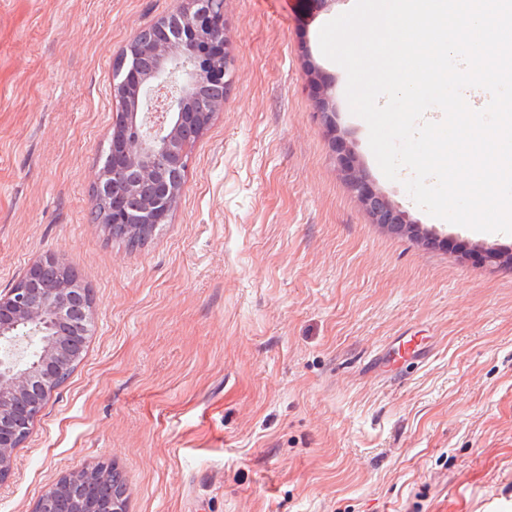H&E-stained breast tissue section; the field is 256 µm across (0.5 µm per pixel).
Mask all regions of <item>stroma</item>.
Instances as JSON below:
<instances>
[{
  "label": "stroma",
  "mask_w": 512,
  "mask_h": 512,
  "mask_svg": "<svg viewBox=\"0 0 512 512\" xmlns=\"http://www.w3.org/2000/svg\"><path fill=\"white\" fill-rule=\"evenodd\" d=\"M294 2L224 0V107L169 223L132 251L92 221V174L113 62L177 0H0V292L52 253L93 301L0 512L100 462L127 512H512V234L440 223L384 176L319 48L351 0ZM311 66L337 136L435 245L373 223ZM410 336L428 339L415 364Z\"/></svg>",
  "instance_id": "obj_1"
}]
</instances>
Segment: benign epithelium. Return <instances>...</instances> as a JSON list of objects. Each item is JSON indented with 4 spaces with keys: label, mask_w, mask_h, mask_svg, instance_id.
I'll use <instances>...</instances> for the list:
<instances>
[{
    "label": "benign epithelium",
    "mask_w": 512,
    "mask_h": 512,
    "mask_svg": "<svg viewBox=\"0 0 512 512\" xmlns=\"http://www.w3.org/2000/svg\"><path fill=\"white\" fill-rule=\"evenodd\" d=\"M223 9V0H180L172 12L138 30L123 50L112 91L117 99L131 96L136 112L125 133L118 126L126 123V114H116L108 162L93 179L95 200L107 213L106 223L115 229L130 223L134 196L142 186L151 191L146 225L165 224L173 212L183 188L180 176L189 163L190 139L199 138L224 106L222 95H199L205 84L222 91L228 86V37L219 21ZM309 80L316 90L317 114L333 133L337 166L375 223L434 244V234L409 222L369 183L355 156L334 135L330 84L315 69L309 71ZM58 267L53 255L39 258L16 287L0 293V484L11 476L18 450L43 406L69 378L86 345L91 296L62 272L48 282L47 271ZM109 469L96 464L61 475L37 501L34 512H47L49 500L65 502L64 512H126L124 489L108 499L71 496L78 480Z\"/></svg>",
    "instance_id": "obj_1"
}]
</instances>
